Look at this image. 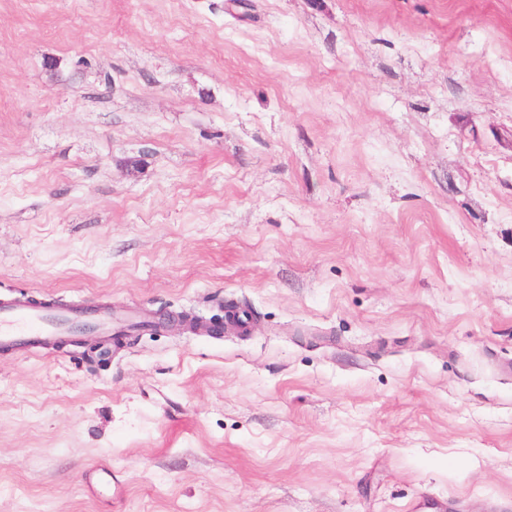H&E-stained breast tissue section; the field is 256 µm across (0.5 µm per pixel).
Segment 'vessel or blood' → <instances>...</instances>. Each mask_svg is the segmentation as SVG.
<instances>
[{
	"instance_id": "obj_1",
	"label": "vessel or blood",
	"mask_w": 512,
	"mask_h": 512,
	"mask_svg": "<svg viewBox=\"0 0 512 512\" xmlns=\"http://www.w3.org/2000/svg\"><path fill=\"white\" fill-rule=\"evenodd\" d=\"M70 309L15 300L0 304V346L28 347L66 334L80 322Z\"/></svg>"
}]
</instances>
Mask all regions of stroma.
Listing matches in <instances>:
<instances>
[{
  "mask_svg": "<svg viewBox=\"0 0 512 512\" xmlns=\"http://www.w3.org/2000/svg\"><path fill=\"white\" fill-rule=\"evenodd\" d=\"M13 298L0 512H512V0H0ZM82 316L47 304L15 300L0 304V346L28 347L66 334Z\"/></svg>",
  "mask_w": 512,
  "mask_h": 512,
  "instance_id": "obj_1",
  "label": "stroma"
}]
</instances>
